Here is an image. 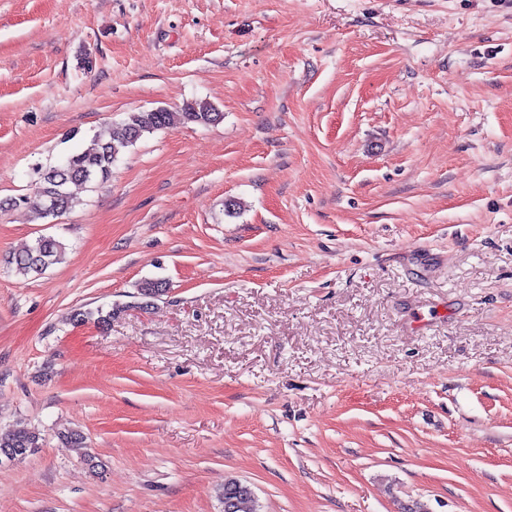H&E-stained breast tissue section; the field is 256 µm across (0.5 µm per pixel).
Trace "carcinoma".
I'll use <instances>...</instances> for the list:
<instances>
[{
    "instance_id": "cac0c4a2",
    "label": "carcinoma",
    "mask_w": 512,
    "mask_h": 512,
    "mask_svg": "<svg viewBox=\"0 0 512 512\" xmlns=\"http://www.w3.org/2000/svg\"><path fill=\"white\" fill-rule=\"evenodd\" d=\"M219 113L207 103L191 105L182 112L162 109L160 112H130L126 119L112 126L108 137L96 136L84 149L71 154L61 166L38 165L33 195L22 196L11 201V205H28L44 218L56 217L75 206L69 187L77 183L96 182L104 184L112 177V168L122 149L134 145L145 134L166 129L175 121L211 124ZM66 247L58 239L41 236L34 244L14 254L9 261L12 270L22 275L39 276L49 267L61 262ZM166 292L161 279H147L139 284V294L145 305ZM43 447V438L25 428H0V453H8L13 460H21Z\"/></svg>"
}]
</instances>
